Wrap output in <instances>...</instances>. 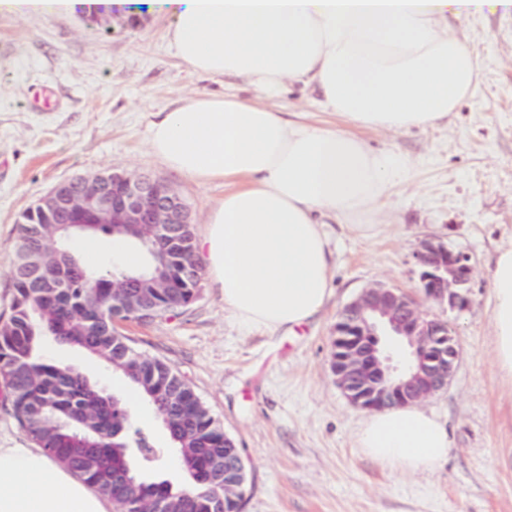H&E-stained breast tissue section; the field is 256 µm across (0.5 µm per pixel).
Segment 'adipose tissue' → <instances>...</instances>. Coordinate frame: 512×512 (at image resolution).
Segmentation results:
<instances>
[{"label":"adipose tissue","mask_w":512,"mask_h":512,"mask_svg":"<svg viewBox=\"0 0 512 512\" xmlns=\"http://www.w3.org/2000/svg\"><path fill=\"white\" fill-rule=\"evenodd\" d=\"M474 0H167V37L189 70L242 77L264 97L291 81L344 118L324 129L231 94L201 93L155 113L165 167L224 183L200 248L239 324L293 333L332 294L333 254L317 218L374 211L410 171L362 129L400 135L447 121L476 78L455 17ZM494 366L512 385V246L489 268ZM354 444L381 468L423 473L448 457L447 426L408 404L366 415ZM0 512H108L106 498L43 448L0 445Z\"/></svg>","instance_id":"ef3b65f1"}]
</instances>
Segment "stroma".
Returning a JSON list of instances; mask_svg holds the SVG:
<instances>
[{
  "label": "stroma",
  "mask_w": 512,
  "mask_h": 512,
  "mask_svg": "<svg viewBox=\"0 0 512 512\" xmlns=\"http://www.w3.org/2000/svg\"><path fill=\"white\" fill-rule=\"evenodd\" d=\"M171 23L163 0H123L109 14L0 9V317L13 297L18 220L60 182L112 169L152 174L183 199L195 235L204 233L224 185L169 172L151 152L153 115L199 93L253 92L244 80L185 69L167 39ZM456 25L478 79L447 124L364 132L371 148L406 154L411 171L363 227L326 219L334 294L314 321L290 335L243 330L205 275L186 308L116 325L139 351L175 368L241 448L243 512H512V386L493 365L487 283L497 250L512 245V12L485 8ZM269 104L317 127L345 125L295 84ZM427 240L469 258L462 312L416 293L413 254ZM68 248L81 265L104 272L123 268L132 244L101 234ZM377 286L416 294L423 312L456 331V372L422 402L447 425L452 444L430 473L386 471L355 448L366 412L347 401L331 372L339 311ZM42 355L76 368L127 408L158 454L147 479L182 482L167 430L150 403L130 402L119 371L52 336Z\"/></svg>",
  "instance_id": "1"
}]
</instances>
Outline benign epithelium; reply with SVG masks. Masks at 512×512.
Segmentation results:
<instances>
[{
	"mask_svg": "<svg viewBox=\"0 0 512 512\" xmlns=\"http://www.w3.org/2000/svg\"><path fill=\"white\" fill-rule=\"evenodd\" d=\"M47 223L86 228L95 224H152L169 232L190 223L183 200L149 175L114 172L83 181L80 206L55 193L45 199ZM421 293L449 310L469 303L472 267L468 258L440 242L423 243L414 254ZM460 357L449 323L423 313L405 291L368 288L339 314L332 370L353 405L379 411L416 403L443 390Z\"/></svg>",
	"mask_w": 512,
	"mask_h": 512,
	"instance_id": "7a95c632",
	"label": "benign epithelium"
}]
</instances>
